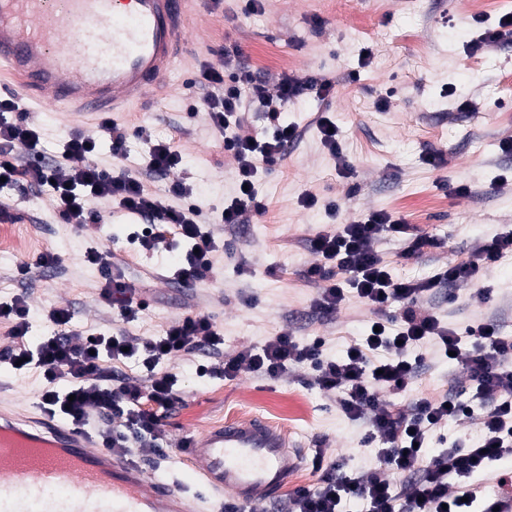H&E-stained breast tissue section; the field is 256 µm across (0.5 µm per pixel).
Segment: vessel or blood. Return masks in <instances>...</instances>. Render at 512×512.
<instances>
[{"mask_svg":"<svg viewBox=\"0 0 512 512\" xmlns=\"http://www.w3.org/2000/svg\"><path fill=\"white\" fill-rule=\"evenodd\" d=\"M187 0H0V71L21 79L25 108L42 101L73 117L128 112L175 69ZM0 512H198L180 480H149L65 421L0 414ZM185 460L214 494L265 512L303 463L270 421L250 416L188 439Z\"/></svg>","mask_w":512,"mask_h":512,"instance_id":"1","label":"vessel or blood"}]
</instances>
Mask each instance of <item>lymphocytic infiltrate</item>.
Returning a JSON list of instances; mask_svg holds the SVG:
<instances>
[{
	"label": "lymphocytic infiltrate",
	"mask_w": 512,
	"mask_h": 512,
	"mask_svg": "<svg viewBox=\"0 0 512 512\" xmlns=\"http://www.w3.org/2000/svg\"><path fill=\"white\" fill-rule=\"evenodd\" d=\"M198 82L208 88L201 110L212 127L224 134V150L237 163L240 191L221 213L222 223L235 225L241 223L248 209L260 208L261 172L283 158L286 146L297 137L296 127L281 123L283 109L310 92L327 95L331 84L315 77L287 76L271 96L264 82L244 65L227 75L201 70ZM248 97L262 103L274 127L272 136H227V129L239 126ZM18 144L28 149L30 160L23 162L15 155ZM98 152L97 135L73 132L59 147L61 157L71 163L68 173H60L56 166L42 162L39 129L28 114L22 113L17 96L0 98V178L10 185L26 182L46 188L68 224L83 227L97 222V213L88 206L93 198L110 200L120 211L143 218L145 225L136 237L139 246L148 251L169 239L184 243L185 262L174 270L173 277L179 283L194 284L202 271L211 268L216 250L213 236L197 220V208L166 204L162 197L148 192L131 171L115 175L101 168L96 162ZM385 231L410 234L402 220L374 212L341 225L336 233L316 234L310 241L312 250L322 258L306 271L307 278L322 285L315 308L334 313L352 295L378 314L375 330L353 344L350 352L340 359L323 361L316 346L300 344L284 332L272 337L261 351L242 349L214 367L228 379L244 369L275 379L294 366L311 365L319 388L339 394L343 413L352 420L367 419L370 439L380 441L376 455L381 470L324 475L316 485L294 491L288 512H346L354 500L361 502L363 512H469L467 500L473 495L469 478L489 470L493 462L512 457V369L505 365L512 357V336L483 323L462 335L442 324L436 314L418 307L420 297L434 284L471 283L480 270L512 250V235L495 237L466 260L449 262L433 281L416 282L396 278L384 263L376 244ZM85 258L104 272L101 298L118 306L121 315L135 317L143 304L122 274L113 272L111 254L91 247ZM398 301L405 302L406 307L396 324L383 313ZM28 317L25 296L0 302V318L13 319V336L18 340L0 359L12 365L24 359L42 371L48 383L42 404L51 413L83 427L89 425L91 417L103 420L99 440L121 458L130 453L128 432H135L145 442L160 439V422L178 400V380L160 371V364L180 352L217 350L223 342L203 314L185 317L163 335L149 339L103 333L79 338L64 332L71 320L68 310L56 309L50 319L58 326V333L33 348L23 341L29 331ZM427 342L437 346L441 354H453L455 361L464 365L470 399H463L457 390L436 399L421 397L409 412L380 400L379 389L406 390L423 361L419 349ZM128 353L143 354L148 386H104V360H120ZM63 377L70 384L61 389L56 382ZM475 399L487 401L488 409L475 413L471 405ZM472 416L482 425L477 443L465 448L455 445L435 457L427 456L425 446L431 429L451 418ZM117 418L122 419V426H114ZM396 475L414 479V488L394 491L392 478Z\"/></svg>",
	"instance_id": "f902f5d3"
}]
</instances>
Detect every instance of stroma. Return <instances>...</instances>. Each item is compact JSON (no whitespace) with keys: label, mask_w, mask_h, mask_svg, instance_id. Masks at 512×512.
I'll use <instances>...</instances> for the list:
<instances>
[{"label":"stroma","mask_w":512,"mask_h":512,"mask_svg":"<svg viewBox=\"0 0 512 512\" xmlns=\"http://www.w3.org/2000/svg\"><path fill=\"white\" fill-rule=\"evenodd\" d=\"M245 6V0H220L210 10L204 0H190L182 63L141 110L114 116L128 132V157H113L108 140L100 142V161L120 171L138 163L144 148L138 130L171 140L182 155L180 167L164 177L143 174L142 181L172 206L199 207V220L218 245L212 269L191 287L171 281L183 247L170 241L150 252L133 251L127 242L131 219L112 215L106 200L93 203L98 221L80 228L63 222L48 192L24 182L2 189L0 202L11 217L0 218V227L13 229L23 245L0 252V301L27 297L26 344L54 333L49 314L57 308L70 311L72 332L139 338L159 336L201 312L222 334L224 356L261 349L288 332L300 343H318L322 358L335 360L365 336L373 316L353 296L335 313L315 309L319 286L304 272L320 261L310 248L318 231L376 211L403 218L411 233L440 242L410 257L408 236L382 233L377 249L385 263L394 275L415 281L432 279L448 261L464 260L512 231V153L501 149L503 140H512V27L503 28L495 45L473 47L481 26L497 25L512 12V0H482L475 14L466 13L460 0H260L252 12ZM228 54L239 56L271 92L286 75L332 83L327 97L308 94L282 112L298 140L290 155L262 174V210L248 211L244 223L232 227L218 216L237 195L234 163L224 154L223 138L196 110L201 89L189 87L203 67L223 69ZM323 114L338 127L341 158L322 140L317 120ZM33 118L43 154L53 160L74 125L49 104ZM432 153L441 155L439 165L427 163ZM178 180L189 195H169ZM308 194L316 206H303ZM91 246L111 253L144 302L135 318L122 317L101 299L103 274L85 260ZM43 256L52 264L41 265ZM420 304L458 331L491 322L512 336V254L480 271L474 284L433 288ZM209 362L196 351L162 365L177 375L182 401L163 418L158 446L130 443L133 460L152 479L175 475L205 494L179 452L182 441L252 415L285 427L291 443L305 451L308 462L296 486L318 482L311 460L319 452L342 472L378 468L374 445L363 441L366 424L349 420L308 366L275 380L247 370L232 379L198 374V366ZM467 383L460 364L431 354L405 391L380 396L406 408L416 397L438 398L449 386ZM45 385L39 369L0 365V404L41 417Z\"/></svg>","instance_id":"stroma-1"}]
</instances>
